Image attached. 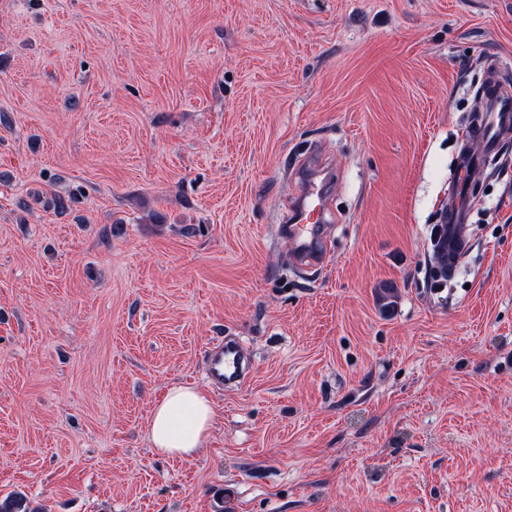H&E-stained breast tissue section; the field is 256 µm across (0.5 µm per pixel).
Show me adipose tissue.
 Returning a JSON list of instances; mask_svg holds the SVG:
<instances>
[{
	"label": "adipose tissue",
	"instance_id": "adipose-tissue-1",
	"mask_svg": "<svg viewBox=\"0 0 512 512\" xmlns=\"http://www.w3.org/2000/svg\"><path fill=\"white\" fill-rule=\"evenodd\" d=\"M216 420V408L203 389L173 386L153 408L149 437L158 454L188 458L203 447Z\"/></svg>",
	"mask_w": 512,
	"mask_h": 512
}]
</instances>
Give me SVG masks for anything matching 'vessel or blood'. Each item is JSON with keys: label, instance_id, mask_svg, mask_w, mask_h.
<instances>
[{"label": "vessel or blood", "instance_id": "1", "mask_svg": "<svg viewBox=\"0 0 512 512\" xmlns=\"http://www.w3.org/2000/svg\"><path fill=\"white\" fill-rule=\"evenodd\" d=\"M486 116L474 125L473 133L480 138L486 152H494L499 144L512 137V90L500 81H492L485 93ZM481 165L473 156L462 157L457 180L442 206L443 226L438 248L449 269H456L469 248L467 220L469 206L464 191L480 173ZM329 173L322 168H308L304 175L297 202L290 216L292 235L297 248L310 252L324 221L328 195ZM205 374L215 385L236 388L247 379V362L239 341L224 337L213 342L205 356Z\"/></svg>", "mask_w": 512, "mask_h": 512}]
</instances>
